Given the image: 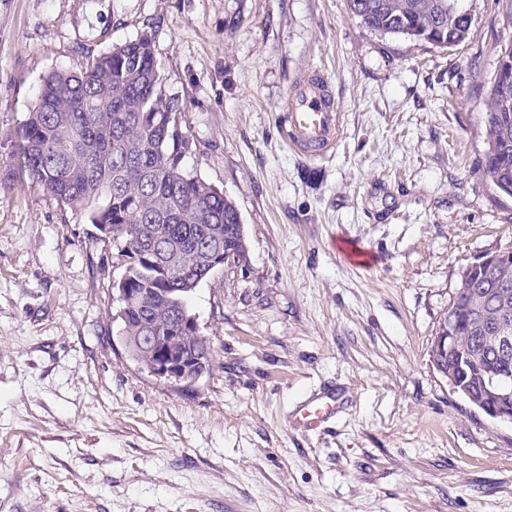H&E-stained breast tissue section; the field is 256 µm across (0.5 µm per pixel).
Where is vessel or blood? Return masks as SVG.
I'll return each instance as SVG.
<instances>
[{
    "instance_id": "obj_1",
    "label": "vessel or blood",
    "mask_w": 512,
    "mask_h": 512,
    "mask_svg": "<svg viewBox=\"0 0 512 512\" xmlns=\"http://www.w3.org/2000/svg\"><path fill=\"white\" fill-rule=\"evenodd\" d=\"M285 109V138L292 150L316 159L335 146L340 111L324 77L315 73L297 81ZM335 405V392L324 391L305 405L296 423L305 429L318 428L332 417Z\"/></svg>"
}]
</instances>
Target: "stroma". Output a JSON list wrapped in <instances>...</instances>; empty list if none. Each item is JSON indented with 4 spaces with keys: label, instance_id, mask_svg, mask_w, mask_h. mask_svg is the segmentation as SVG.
Segmentation results:
<instances>
[{
    "label": "stroma",
    "instance_id": "1",
    "mask_svg": "<svg viewBox=\"0 0 512 512\" xmlns=\"http://www.w3.org/2000/svg\"><path fill=\"white\" fill-rule=\"evenodd\" d=\"M464 7L446 48L348 0H0V156L44 75L150 35L184 167L248 249L192 293L212 363L172 386L121 345L119 250L26 175L0 189V512H512V423L429 357L466 266L512 249V197L482 176L512 0ZM312 72L340 106L314 160L283 135ZM331 387L335 417L295 426Z\"/></svg>",
    "mask_w": 512,
    "mask_h": 512
}]
</instances>
